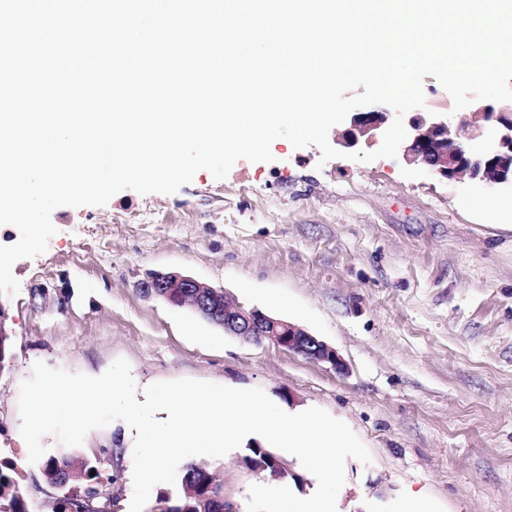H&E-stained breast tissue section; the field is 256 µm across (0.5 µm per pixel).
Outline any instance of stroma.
Returning a JSON list of instances; mask_svg holds the SVG:
<instances>
[{
	"label": "stroma",
	"mask_w": 512,
	"mask_h": 512,
	"mask_svg": "<svg viewBox=\"0 0 512 512\" xmlns=\"http://www.w3.org/2000/svg\"><path fill=\"white\" fill-rule=\"evenodd\" d=\"M171 195L125 189L102 207H60L45 253L14 263L13 361L0 373V460L32 512H54L21 437L20 384L36 362L90 376L126 359L138 389L190 378L261 388L281 409L319 407L371 453L350 458L337 512H512V193L449 181L405 152L322 161L271 145ZM177 268L234 305L286 319L336 350L342 369L224 333L137 282ZM135 438L124 421L78 446L42 439L108 477L129 512ZM224 497L247 507L262 475L212 459Z\"/></svg>",
	"instance_id": "stroma-1"
}]
</instances>
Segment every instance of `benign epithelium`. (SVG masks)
Segmentation results:
<instances>
[{
    "instance_id": "7a95c632",
    "label": "benign epithelium",
    "mask_w": 512,
    "mask_h": 512,
    "mask_svg": "<svg viewBox=\"0 0 512 512\" xmlns=\"http://www.w3.org/2000/svg\"><path fill=\"white\" fill-rule=\"evenodd\" d=\"M391 123L390 113L364 107L352 113L348 126L336 139L343 147L356 145L363 137H383ZM488 126L495 136L488 149L471 152L463 138L473 128ZM409 159L447 180L467 177L488 188L512 187V104L475 100L454 114L438 111L431 115L416 108L406 124ZM141 294L169 306H187L225 332L248 341H271L288 351L327 362L342 363L335 350L298 326L257 309L228 303L224 290L215 288L178 269L152 271L138 281Z\"/></svg>"
}]
</instances>
